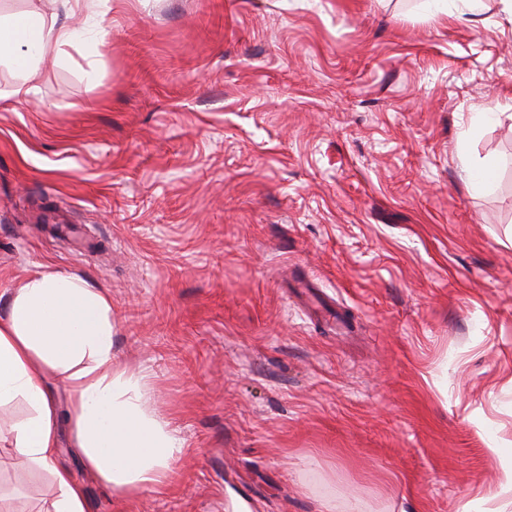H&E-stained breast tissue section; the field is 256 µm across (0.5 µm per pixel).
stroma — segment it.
I'll use <instances>...</instances> for the list:
<instances>
[{"label": "stroma", "instance_id": "35a3bbf8", "mask_svg": "<svg viewBox=\"0 0 512 512\" xmlns=\"http://www.w3.org/2000/svg\"><path fill=\"white\" fill-rule=\"evenodd\" d=\"M106 42L0 65V295L107 289L184 449L90 512H512V20L501 0H94ZM478 112L498 120L472 129ZM492 166L493 194L472 167ZM0 512H51L13 451Z\"/></svg>", "mask_w": 512, "mask_h": 512}]
</instances>
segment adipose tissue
Returning <instances> with one entry per match:
<instances>
[{"mask_svg": "<svg viewBox=\"0 0 512 512\" xmlns=\"http://www.w3.org/2000/svg\"><path fill=\"white\" fill-rule=\"evenodd\" d=\"M107 27L61 25L53 12L0 16V64L18 73L13 97L27 98L39 64L50 51L77 43L101 44ZM115 324L108 291L80 274L40 271L24 278L0 320V405L23 399L31 416L14 425L13 449L48 469L53 512H89L81 486L56 462V412L43 381L59 377L70 393L74 446L88 469L113 492L161 486L183 451V441L149 406L139 377L113 352Z\"/></svg>", "mask_w": 512, "mask_h": 512, "instance_id": "ef3b65f1", "label": "adipose tissue"}]
</instances>
